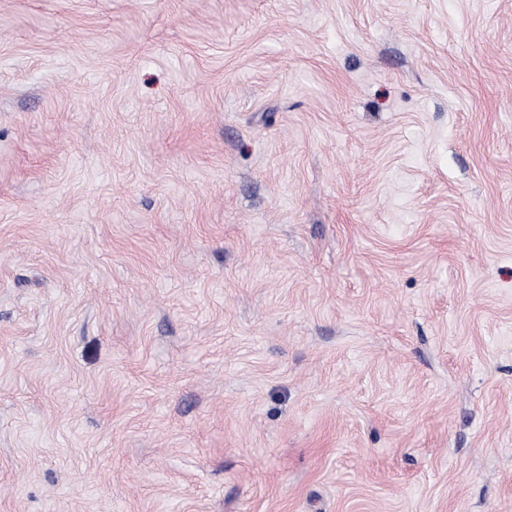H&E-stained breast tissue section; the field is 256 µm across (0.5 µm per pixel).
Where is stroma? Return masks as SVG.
I'll use <instances>...</instances> for the list:
<instances>
[{"label":"stroma","instance_id":"1","mask_svg":"<svg viewBox=\"0 0 512 512\" xmlns=\"http://www.w3.org/2000/svg\"><path fill=\"white\" fill-rule=\"evenodd\" d=\"M0 512H512V0H0Z\"/></svg>","mask_w":512,"mask_h":512}]
</instances>
